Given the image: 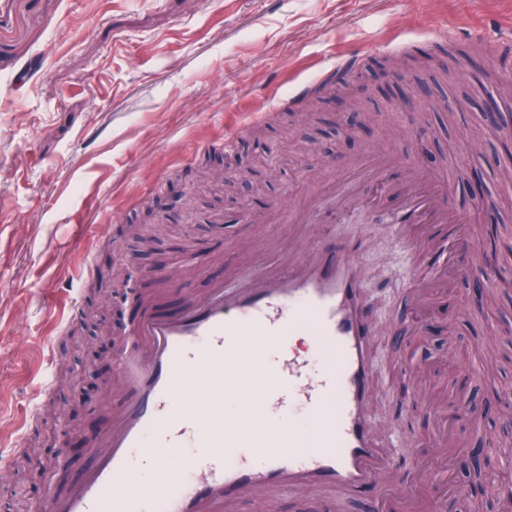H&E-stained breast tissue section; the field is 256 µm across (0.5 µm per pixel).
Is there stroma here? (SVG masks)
Wrapping results in <instances>:
<instances>
[{
	"label": "stroma",
	"mask_w": 512,
	"mask_h": 512,
	"mask_svg": "<svg viewBox=\"0 0 512 512\" xmlns=\"http://www.w3.org/2000/svg\"><path fill=\"white\" fill-rule=\"evenodd\" d=\"M480 29L482 39L472 37ZM450 41H443L444 33ZM512 33V0H0V410L20 415L57 355L72 370L103 329L124 342L139 313L129 288L179 307L203 293L216 268L236 266L242 229L261 228L289 249L271 205L318 191L334 161L369 150L416 158L468 213L499 282L481 266L426 303L411 302L409 258L389 225L361 215L319 219L364 268L373 341L372 413L398 465L429 461L439 422L469 447L430 483L431 504L463 512L482 491L512 490V363L483 368L487 337L512 336V183L501 174L502 132L478 107L487 87H512V55L484 64L485 37ZM362 53L351 84L337 86L323 65ZM321 83L314 121L283 108L305 81ZM360 100L373 121L347 124ZM240 134L224 151L221 138ZM236 174V195L221 186L189 193L203 157ZM477 173L481 191L468 182ZM153 214L168 229L148 258L124 225ZM177 282L160 285L156 271ZM82 289L87 329L61 335L66 301ZM88 395L55 385L57 412L35 421L47 494H65L91 463L79 453L67 470L49 464L58 436L80 444L111 424L128 393L118 362Z\"/></svg>",
	"instance_id": "stroma-1"
}]
</instances>
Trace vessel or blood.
Segmentation results:
<instances>
[{
    "mask_svg": "<svg viewBox=\"0 0 512 512\" xmlns=\"http://www.w3.org/2000/svg\"><path fill=\"white\" fill-rule=\"evenodd\" d=\"M325 194L341 216L364 209L383 217L411 258L431 260L414 298L468 275L466 218L412 160L370 152L339 163ZM391 197L398 204L390 210ZM289 219L301 227L293 254L265 251L253 275L225 270L177 312H141L130 333L146 352L121 363L130 401L117 424L87 438L91 464L81 480L37 512H220L283 489L308 491L318 512H334L320 489L372 486L384 489L374 512H412L432 473L418 468L398 481L370 420L377 329L362 315L359 263L352 250L311 235L315 205ZM440 224L452 234L430 259L423 246ZM297 334L311 337L320 365L289 351ZM226 383L245 403L231 418L213 398ZM228 448L235 457L225 456ZM147 465L156 478H143Z\"/></svg>",
    "mask_w": 512,
    "mask_h": 512,
    "instance_id": "vessel-or-blood-1",
    "label": "vessel or blood"
}]
</instances>
